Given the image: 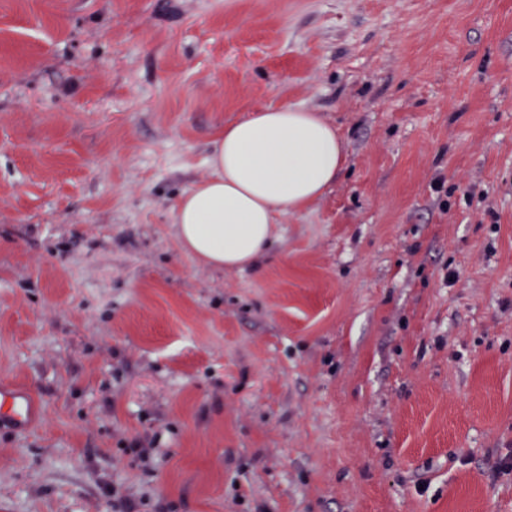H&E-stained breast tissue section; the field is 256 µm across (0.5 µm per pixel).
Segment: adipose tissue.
<instances>
[{"label":"adipose tissue","mask_w":512,"mask_h":512,"mask_svg":"<svg viewBox=\"0 0 512 512\" xmlns=\"http://www.w3.org/2000/svg\"><path fill=\"white\" fill-rule=\"evenodd\" d=\"M343 161V142L319 113L294 106L250 112L215 140L212 176L177 201L180 247L213 269L253 266L278 217L321 199Z\"/></svg>","instance_id":"1"}]
</instances>
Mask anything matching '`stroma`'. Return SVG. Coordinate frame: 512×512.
Returning <instances> with one entry per match:
<instances>
[{"label":"stroma","mask_w":512,"mask_h":512,"mask_svg":"<svg viewBox=\"0 0 512 512\" xmlns=\"http://www.w3.org/2000/svg\"><path fill=\"white\" fill-rule=\"evenodd\" d=\"M282 105L340 175L205 267L174 204ZM2 381L0 512H512V0H0ZM38 417V404L26 389L0 384V422L6 419L17 426L27 427Z\"/></svg>","instance_id":"1"}]
</instances>
